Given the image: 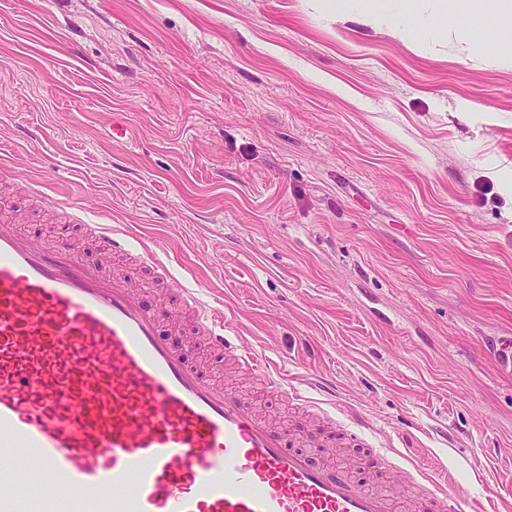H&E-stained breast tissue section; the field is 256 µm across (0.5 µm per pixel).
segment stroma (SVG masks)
Instances as JSON below:
<instances>
[{"mask_svg":"<svg viewBox=\"0 0 512 512\" xmlns=\"http://www.w3.org/2000/svg\"><path fill=\"white\" fill-rule=\"evenodd\" d=\"M379 6L413 40L315 0H0V203L107 270L17 176L152 240L341 424L512 512V17L456 0L469 58L436 0Z\"/></svg>","mask_w":512,"mask_h":512,"instance_id":"1","label":"stroma"}]
</instances>
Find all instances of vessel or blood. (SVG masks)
Listing matches in <instances>:
<instances>
[{"instance_id": "obj_1", "label": "vessel or blood", "mask_w": 512, "mask_h": 512, "mask_svg": "<svg viewBox=\"0 0 512 512\" xmlns=\"http://www.w3.org/2000/svg\"><path fill=\"white\" fill-rule=\"evenodd\" d=\"M85 230L105 253L133 254L134 268L171 279L122 228ZM174 293L213 360L319 411L196 289ZM169 319L141 283L107 276L67 241L0 228V512H397L351 466L316 459L335 423L295 441L212 378ZM388 454L374 449L372 460L409 491V512H474L452 474L397 467ZM29 468L38 483L24 499L14 479Z\"/></svg>"}]
</instances>
